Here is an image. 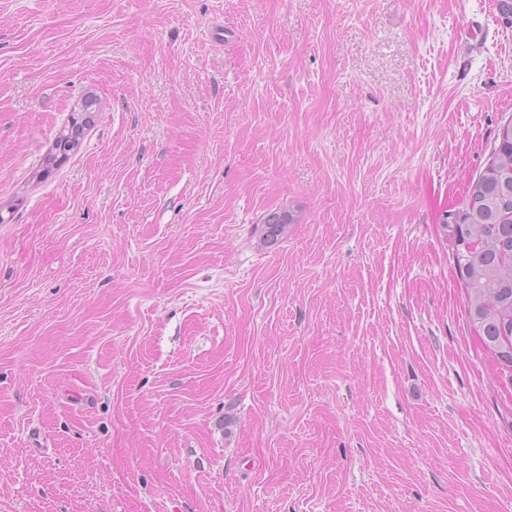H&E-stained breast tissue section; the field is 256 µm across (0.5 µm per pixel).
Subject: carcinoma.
Wrapping results in <instances>:
<instances>
[{
    "instance_id": "obj_1",
    "label": "carcinoma",
    "mask_w": 512,
    "mask_h": 512,
    "mask_svg": "<svg viewBox=\"0 0 512 512\" xmlns=\"http://www.w3.org/2000/svg\"><path fill=\"white\" fill-rule=\"evenodd\" d=\"M95 102L82 105L84 115L72 120V127L58 137L59 147L70 151L77 146V134L93 112ZM491 154L499 158L508 177L483 168L472 178L465 196L447 215L450 250L456 273L465 290L467 318L477 330L483 351L498 353L512 365V339L504 342L505 330H512V119L501 122L494 133ZM294 223L288 211L268 213L257 230L264 242L275 243Z\"/></svg>"
}]
</instances>
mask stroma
Returning <instances> with one entry per match:
<instances>
[{"label": "stroma", "instance_id": "1", "mask_svg": "<svg viewBox=\"0 0 512 512\" xmlns=\"http://www.w3.org/2000/svg\"><path fill=\"white\" fill-rule=\"evenodd\" d=\"M511 117L493 0H0V512H512L443 223ZM95 105V102L93 100H86L84 104L82 105V111L85 113V115H81V122H79V118H73L72 120V127H70L65 133V130H63L59 137H58V144L59 148L63 147V151H70L74 149L77 146V134L78 131L82 128L83 123L88 122L87 119L90 118V114L93 111V106ZM60 142V143H59ZM293 215L288 211H273L268 213L257 230L264 242L276 243L288 229V224H293Z\"/></svg>", "mask_w": 512, "mask_h": 512}]
</instances>
